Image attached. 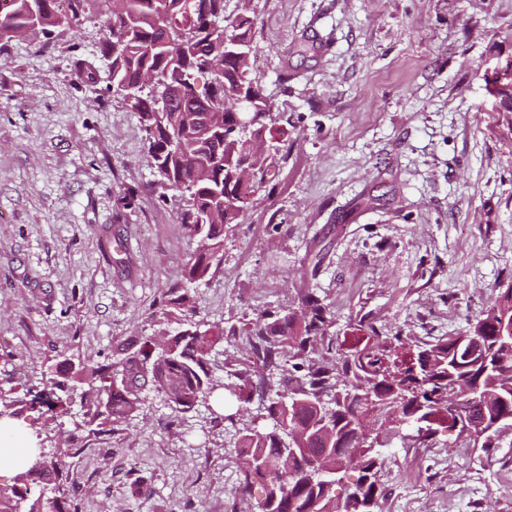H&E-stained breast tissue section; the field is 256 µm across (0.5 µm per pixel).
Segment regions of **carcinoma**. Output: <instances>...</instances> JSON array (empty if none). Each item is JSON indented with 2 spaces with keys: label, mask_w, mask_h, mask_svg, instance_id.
<instances>
[{
  "label": "carcinoma",
  "mask_w": 512,
  "mask_h": 512,
  "mask_svg": "<svg viewBox=\"0 0 512 512\" xmlns=\"http://www.w3.org/2000/svg\"><path fill=\"white\" fill-rule=\"evenodd\" d=\"M96 15L104 17L99 51L109 60V90L133 102L157 183L180 198V223L195 242L183 283L154 318L155 333L137 351L118 349L122 395L107 393L112 417L136 412L147 400L145 389L176 419L206 408L234 440L241 461L235 492L266 485L256 512H381L378 474L385 458L363 444L357 427L370 399L384 407L393 435L415 445L465 420L488 429L509 415L504 425L512 427V336L497 333L498 324L512 322V288L499 289L471 324L468 334L483 339L480 350L462 343L461 334L401 349L399 335L373 326L351 345L338 346L329 334L333 316L310 290L300 293L298 307L260 312L240 327L201 317L197 289L221 264L225 228L241 223L252 208L264 165L279 153L253 154V143L272 134L275 122L274 103L251 67L254 18H226L224 0H0V41L29 28L49 38L64 24L79 27ZM147 73L155 83L143 90L138 83ZM202 76L207 82L200 86ZM243 112L253 118L247 128L239 122ZM242 165L255 167L249 183L236 177ZM226 337L241 339L247 350L230 382L213 371L216 346ZM110 372V363L73 374L57 366L34 402L52 411L59 403L54 390L78 389L81 404L95 408L96 379ZM259 387L264 395L256 416L237 426L235 415L224 414V396L250 403ZM295 430L305 434L302 451L285 468L279 465L282 436ZM41 452L21 463L13 484L0 486V512L21 506L68 512L64 494L48 504L33 482L37 474L59 481L68 454L46 458ZM313 459L325 474L306 470ZM351 469L359 476L339 503L327 474L341 481Z\"/></svg>",
  "instance_id": "obj_1"
}]
</instances>
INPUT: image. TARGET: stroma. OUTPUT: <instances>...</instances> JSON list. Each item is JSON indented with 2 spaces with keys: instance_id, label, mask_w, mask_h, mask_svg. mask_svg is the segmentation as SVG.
Wrapping results in <instances>:
<instances>
[{
  "instance_id": "obj_1",
  "label": "stroma",
  "mask_w": 512,
  "mask_h": 512,
  "mask_svg": "<svg viewBox=\"0 0 512 512\" xmlns=\"http://www.w3.org/2000/svg\"><path fill=\"white\" fill-rule=\"evenodd\" d=\"M249 7L253 61L287 135L224 261L199 287L208 321L243 325L313 288L332 334L358 324L407 340L455 336L512 285V112L489 111L484 74L512 56V0H224ZM100 23L0 42V391L45 453L68 455V512H252L207 411L169 422L158 399L114 421L80 404L31 407L66 357L111 362L194 248L179 202L155 186L136 112L96 67ZM374 196L373 208H358ZM389 437L382 512H512V428L457 454Z\"/></svg>"
}]
</instances>
